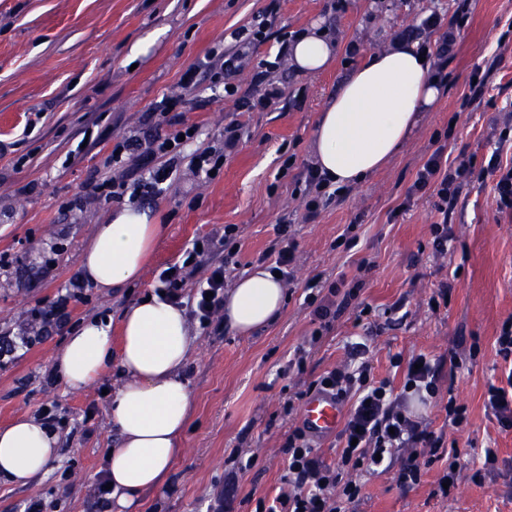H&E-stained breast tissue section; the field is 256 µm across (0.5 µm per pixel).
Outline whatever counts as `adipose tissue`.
Masks as SVG:
<instances>
[{"mask_svg":"<svg viewBox=\"0 0 512 512\" xmlns=\"http://www.w3.org/2000/svg\"><path fill=\"white\" fill-rule=\"evenodd\" d=\"M333 53L325 29L315 26L291 44L289 58L297 70L316 74ZM431 69L418 45L398 42L345 79L318 115L312 156L320 173L345 186L380 170L439 96ZM163 230L148 210L116 209L110 223L96 226L83 252L84 279L103 290L138 281ZM284 304L280 278L257 265L225 292L224 322L248 336L276 320ZM190 340L185 309L150 293L123 311L119 338H112L109 322L90 318L71 331L52 360L54 375L70 389L90 385L113 364L123 376L109 412L119 445L106 459L117 512H129L142 491L163 487L181 454L193 404L183 372ZM57 454L58 435L42 420L23 416L0 428L1 481L33 483Z\"/></svg>","mask_w":512,"mask_h":512,"instance_id":"adipose-tissue-1","label":"adipose tissue"}]
</instances>
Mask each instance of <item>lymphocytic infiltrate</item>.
<instances>
[{
  "label": "lymphocytic infiltrate",
  "mask_w": 512,
  "mask_h": 512,
  "mask_svg": "<svg viewBox=\"0 0 512 512\" xmlns=\"http://www.w3.org/2000/svg\"><path fill=\"white\" fill-rule=\"evenodd\" d=\"M466 5H459L450 20H443L433 12L423 18V29L435 33L434 55L445 61L457 35L467 20ZM267 37L265 23L232 32V45L224 49L215 47L180 77L183 89L179 95H165L155 106L139 117L142 139L116 143V152L107 159L115 166L112 176L94 183L92 190L108 198L127 197L130 203H139L157 197L174 166L181 161L187 143L193 142L191 126L185 118L188 102L186 93L195 91L201 82H208L214 96L228 97L231 77L251 65L248 49ZM501 124L497 148L492 151L486 165L494 176L495 204L498 213L512 214V164L500 161L499 149L512 143V111L498 116ZM137 154L135 167H123L125 154ZM474 169L471 161L449 164L443 147H436L420 167L413 184L414 191L433 190L437 197L435 209L440 216L433 222L431 235L437 253L448 251L453 238L447 217L454 209L464 186ZM237 225H225L222 232L201 239L199 245L188 246L179 262L171 264L158 275L159 289L166 300L185 307L189 317L201 329L216 332L224 329V287L227 261L222 252H235L238 248ZM207 276L195 288L187 283L199 270ZM85 282L73 276L48 306L34 310L32 318L43 328H63L69 321L73 303L83 300ZM356 351L363 357L356 365H342L327 370L307 386V393L328 392L348 404L345 422L337 435V461L328 463L313 445L310 432L302 426L289 428L281 447L288 460L283 486L272 501L258 499L255 512H347L348 504L359 500L361 488L349 480V472L370 471L379 467L382 458L393 450L403 448L409 456L398 473L402 486L416 485L423 468L440 460L448 465L436 492L448 496V484L456 483L461 472V453L447 447L442 436L429 430L422 418L410 408L411 400L428 402L441 392V367L425 359L424 355L411 356L403 369L402 391H394L389 380L375 379L372 367L366 361L365 344H357ZM496 354L504 364L506 383L489 384L485 410L503 429H512V319L503 322L496 338Z\"/></svg>",
  "instance_id": "lymphocytic-infiltrate-1"
}]
</instances>
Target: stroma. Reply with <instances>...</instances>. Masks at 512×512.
<instances>
[{
	"instance_id": "35a3bbf8",
	"label": "stroma",
	"mask_w": 512,
	"mask_h": 512,
	"mask_svg": "<svg viewBox=\"0 0 512 512\" xmlns=\"http://www.w3.org/2000/svg\"><path fill=\"white\" fill-rule=\"evenodd\" d=\"M457 0H0V336L38 335L30 311L54 300L71 276L95 225L108 223L119 199L84 198L86 186L105 175L113 145L138 135V117L163 95L178 92L182 72L212 47L230 44V34L266 22L267 38L252 63L276 59L284 36L322 23L337 43L329 69L318 75L279 61L271 77L282 95L266 109L245 112L234 99L198 88L199 102L186 114L199 124L196 147H222L224 127L240 123L238 148L212 179L188 161L176 166L162 194L151 202L153 223L164 232L140 281L102 292L90 287L72 309L71 322L100 316L119 322L124 309L158 286L159 272L180 260L193 240L227 224L239 227L231 279H239L277 245L276 225L287 218L297 249L294 286L280 317L249 336L225 329L205 334L192 326L184 369L194 404L169 481L145 492L137 512H205L224 486L231 455L252 458L240 477L234 512H254L259 498L279 492L286 462L280 451L289 427L300 424L301 407L284 414L291 393L320 374L347 363L350 343L363 341L376 379L402 390L394 356L456 357L454 396L468 408V424L455 429L445 398L416 406L431 429L456 441L467 462L449 497L433 496L446 461L426 469L414 488L401 486L402 456L390 467L361 475L362 500L349 512H512L506 477L491 472L471 479L484 448L512 463V429H502L484 408L489 383L501 376L495 339L512 318V216L498 213L494 178L484 168L494 149L489 123L512 109V49L499 50L512 27V0H470V14L436 102L410 138L377 173L343 189L316 220L303 218L296 179L313 161L311 145L324 100L335 94L367 58L392 45L396 33L419 26L430 12L452 16ZM356 42L355 58L346 47ZM277 60V59H276ZM487 73L481 103L462 108L474 73ZM91 139H84V131ZM449 158H471L476 170L451 215L455 237L437 257L430 226L433 194H410L416 174L439 135ZM83 153L66 155L78 142ZM28 162L13 164L20 156ZM291 167H284L287 157ZM356 238L347 250L340 236ZM50 265L42 274V265ZM361 277L357 303L337 316L308 357L304 371L289 369L294 350L315 328L304 302L313 278ZM455 287L446 306L431 309L440 281ZM372 315L359 317V304ZM67 330H50L33 346L18 348L0 365V426L36 416L54 402L58 455L46 475L26 487L0 484V512L41 500L44 512H98L94 491L117 439L109 423L110 394L118 384L107 368L89 389L73 392L52 377V359Z\"/></svg>"
}]
</instances>
